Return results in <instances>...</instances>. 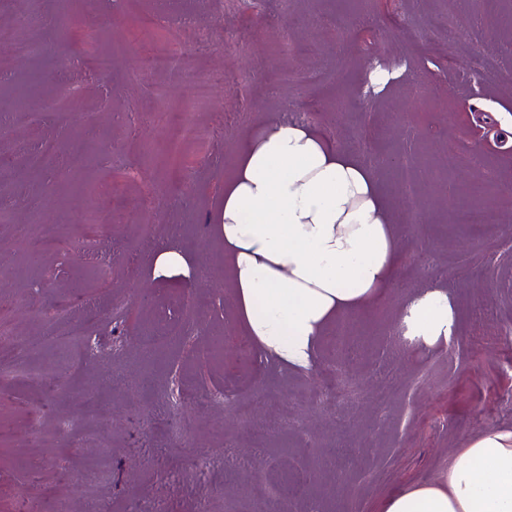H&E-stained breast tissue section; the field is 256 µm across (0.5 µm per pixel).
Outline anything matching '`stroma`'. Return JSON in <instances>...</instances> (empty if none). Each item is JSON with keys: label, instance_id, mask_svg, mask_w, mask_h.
Listing matches in <instances>:
<instances>
[{"label": "stroma", "instance_id": "1", "mask_svg": "<svg viewBox=\"0 0 512 512\" xmlns=\"http://www.w3.org/2000/svg\"><path fill=\"white\" fill-rule=\"evenodd\" d=\"M35 2L66 20L33 29L39 55L0 54V307L15 333L0 364L24 358L49 381L0 378V512H271L283 472L294 512H336L340 499L380 512L393 490L434 480L464 438L512 429V195L481 225L450 201L482 175L459 165L468 150L512 183V140L488 136L512 130V78H455L483 63L473 15L492 21L505 0ZM398 55L410 77L360 96L367 60ZM20 105L41 120H18ZM181 112L200 139L176 166ZM300 113L360 159L410 148L443 176L420 188L427 233L403 241L391 287L349 320L345 346L325 332L307 372L238 357L246 335L212 224L243 135ZM20 224L32 232L17 236ZM162 244L185 273L155 275ZM431 290L447 295L453 332L417 355L395 329ZM58 307L79 339L42 349ZM104 453L112 470L97 499L82 497L75 480Z\"/></svg>", "mask_w": 512, "mask_h": 512}]
</instances>
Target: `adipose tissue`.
<instances>
[{
    "label": "adipose tissue",
    "mask_w": 512,
    "mask_h": 512,
    "mask_svg": "<svg viewBox=\"0 0 512 512\" xmlns=\"http://www.w3.org/2000/svg\"><path fill=\"white\" fill-rule=\"evenodd\" d=\"M217 229L242 328L261 352L301 371L331 323L366 309L393 281L400 239L420 232L378 167L288 119L246 136ZM410 320L426 339L449 335L447 295L426 294ZM380 512H512V430L466 437L435 480L393 491Z\"/></svg>",
    "instance_id": "adipose-tissue-1"
}]
</instances>
